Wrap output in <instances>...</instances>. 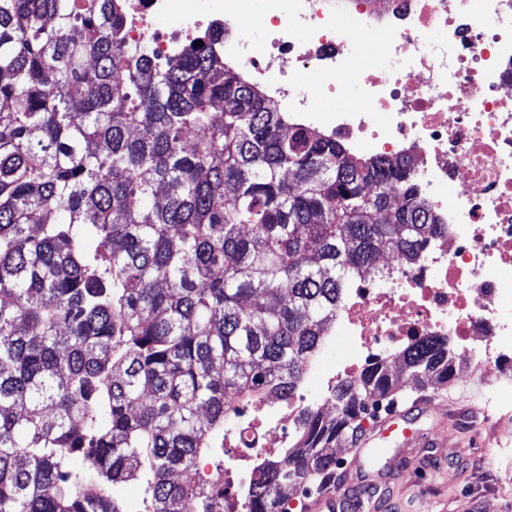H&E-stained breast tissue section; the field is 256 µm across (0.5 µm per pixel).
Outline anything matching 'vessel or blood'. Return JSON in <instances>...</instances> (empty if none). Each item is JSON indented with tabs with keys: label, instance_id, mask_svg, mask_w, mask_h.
I'll return each instance as SVG.
<instances>
[{
	"label": "vessel or blood",
	"instance_id": "vessel-or-blood-1",
	"mask_svg": "<svg viewBox=\"0 0 512 512\" xmlns=\"http://www.w3.org/2000/svg\"><path fill=\"white\" fill-rule=\"evenodd\" d=\"M433 399L423 396L413 402L411 408L394 409L376 422L361 435L353 450L352 462L343 474L341 482L329 485L316 499L308 503V512H335L336 503L340 499L343 488L356 485L376 486V478L366 475L364 460L370 456L384 454L388 442L400 441L402 447H409L420 438V431L414 430L411 424L416 416L432 413Z\"/></svg>",
	"mask_w": 512,
	"mask_h": 512
}]
</instances>
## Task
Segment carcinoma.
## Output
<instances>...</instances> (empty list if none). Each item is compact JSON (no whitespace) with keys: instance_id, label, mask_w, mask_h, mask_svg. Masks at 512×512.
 <instances>
[{"instance_id":"1","label":"carcinoma","mask_w":512,"mask_h":512,"mask_svg":"<svg viewBox=\"0 0 512 512\" xmlns=\"http://www.w3.org/2000/svg\"><path fill=\"white\" fill-rule=\"evenodd\" d=\"M124 27L119 0H0V512H123L133 480L145 512H212L202 456L294 393L379 244L412 264L441 235L409 163L285 132L219 29L161 58ZM455 372L423 336L338 384L242 512L318 491L379 399Z\"/></svg>"}]
</instances>
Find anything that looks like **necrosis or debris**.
Listing matches in <instances>:
<instances>
[{
    "label": "necrosis or debris",
    "mask_w": 512,
    "mask_h": 512,
    "mask_svg": "<svg viewBox=\"0 0 512 512\" xmlns=\"http://www.w3.org/2000/svg\"><path fill=\"white\" fill-rule=\"evenodd\" d=\"M176 2L125 0L127 45L172 56L219 27L225 62L310 131L352 79L359 103L335 112L333 132L363 154L408 160L448 227L418 264L388 254L379 277L349 290L329 331L347 348L314 364L316 389L241 419L233 455L201 466L199 481L240 512L254 461L287 443L301 408L422 336L451 337L458 359L489 367L482 412L494 423L512 416V0H263L255 15L248 0H186L168 37L156 21ZM373 47L383 66L369 63Z\"/></svg>",
    "instance_id": "4bbe7bcc"
}]
</instances>
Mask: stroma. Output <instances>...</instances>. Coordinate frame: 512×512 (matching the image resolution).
<instances>
[{
  "instance_id": "1",
  "label": "stroma",
  "mask_w": 512,
  "mask_h": 512,
  "mask_svg": "<svg viewBox=\"0 0 512 512\" xmlns=\"http://www.w3.org/2000/svg\"><path fill=\"white\" fill-rule=\"evenodd\" d=\"M479 373L458 366L437 400L447 425L410 460L372 459L391 481L379 496L381 512H512V422L492 429L479 400L466 399Z\"/></svg>"
}]
</instances>
